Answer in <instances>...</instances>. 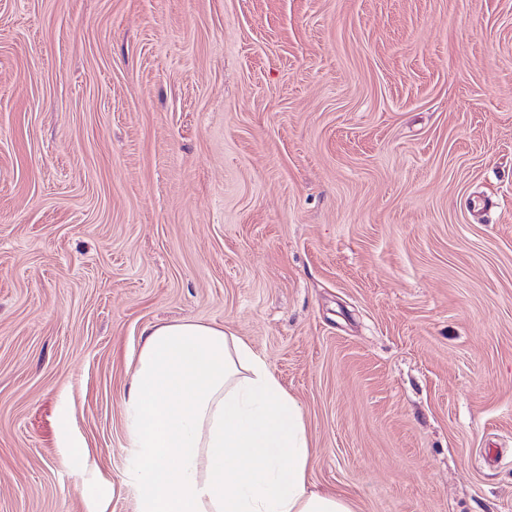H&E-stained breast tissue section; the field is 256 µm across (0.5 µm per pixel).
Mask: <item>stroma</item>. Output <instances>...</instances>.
<instances>
[{
  "instance_id": "stroma-1",
  "label": "stroma",
  "mask_w": 512,
  "mask_h": 512,
  "mask_svg": "<svg viewBox=\"0 0 512 512\" xmlns=\"http://www.w3.org/2000/svg\"><path fill=\"white\" fill-rule=\"evenodd\" d=\"M188 320L315 488L512 512V0H0V512H137L132 363Z\"/></svg>"
}]
</instances>
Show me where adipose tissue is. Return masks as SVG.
Masks as SVG:
<instances>
[{"mask_svg": "<svg viewBox=\"0 0 512 512\" xmlns=\"http://www.w3.org/2000/svg\"><path fill=\"white\" fill-rule=\"evenodd\" d=\"M123 399L138 512H357L314 489L301 406L241 337L144 327Z\"/></svg>", "mask_w": 512, "mask_h": 512, "instance_id": "obj_1", "label": "adipose tissue"}]
</instances>
